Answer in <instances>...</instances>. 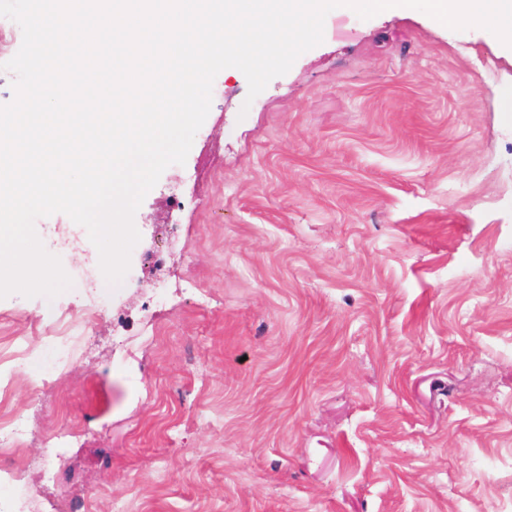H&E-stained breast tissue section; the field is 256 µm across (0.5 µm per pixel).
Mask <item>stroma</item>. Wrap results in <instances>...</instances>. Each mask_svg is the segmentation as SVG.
<instances>
[{"instance_id": "35a3bbf8", "label": "stroma", "mask_w": 512, "mask_h": 512, "mask_svg": "<svg viewBox=\"0 0 512 512\" xmlns=\"http://www.w3.org/2000/svg\"><path fill=\"white\" fill-rule=\"evenodd\" d=\"M215 82L72 365L17 366L11 409L64 388L54 465L92 512H512V47L337 8L254 101ZM35 227L98 264L58 248L67 215ZM90 292L0 299V335L38 344Z\"/></svg>"}]
</instances>
